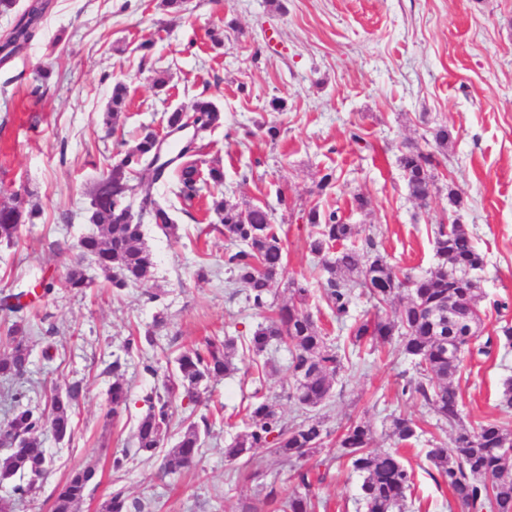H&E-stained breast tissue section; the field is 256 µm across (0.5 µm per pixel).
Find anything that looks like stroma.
<instances>
[{"label": "stroma", "mask_w": 512, "mask_h": 512, "mask_svg": "<svg viewBox=\"0 0 512 512\" xmlns=\"http://www.w3.org/2000/svg\"><path fill=\"white\" fill-rule=\"evenodd\" d=\"M161 74L167 86L159 90L154 79ZM118 80L128 97L110 134L102 114ZM200 97L224 114L223 126L197 143L201 171L223 170L227 200L242 209L267 206L282 227L286 261L274 285L276 304L287 302L290 280L320 276L306 221L316 205L340 210L390 264L415 276L437 265L438 225H469L485 257L481 334L512 323V0H191L180 14L162 0H49L33 41L0 62V203L39 209L16 242L0 244V297L37 294L25 330L32 355L24 386L33 404L43 403L45 389L76 380L82 393L72 439H47L53 468L16 512H50L55 487L86 467L96 480L80 512H102L116 488L143 503L144 512H239L242 500L257 499L259 486L240 463L225 460L224 448L242 431L253 393L277 402L288 423L300 419L286 398L287 378L272 370L285 363L286 351L255 357L241 349L235 371L197 404H172L174 434L183 420L224 415L204 436L193 468L164 477L159 459L137 457L122 471L112 469L113 453L133 443L145 396L161 385L132 358L129 408L119 420L107 418L110 379L103 369L123 354L128 338L154 328L158 345L146 354L161 361L206 336L249 335L263 320L228 281L229 244L202 197L189 210L175 209L176 236L146 226L149 280L116 293L92 268L90 288L63 283L71 259L65 246L88 225L87 193L106 157L133 141L140 126L165 127L167 112L191 111ZM275 99L282 103L277 111ZM270 125L278 127L276 137L267 134ZM439 125L448 126L453 143L436 171L438 191L423 207L408 193L399 158L411 143L436 151L431 130ZM355 128L364 142L351 139ZM328 173L333 180L325 187ZM452 190L460 208L448 206ZM357 193L368 198L365 209L352 207ZM45 281L55 288L42 298ZM496 300L508 301L503 314L493 310ZM306 309L346 353L333 395L320 408L327 429L336 435L348 421H368L372 447L386 450L396 445L387 416L406 415L421 434L402 451L416 475L402 512H461L425 457L432 441L452 445L455 433L439 428L429 405L402 395L415 370L399 343L354 347L348 325L337 322L319 293ZM510 379L512 348L464 360L455 382L466 426L512 420V409L500 403ZM335 453L329 444L303 461L325 472L314 488L317 512H363L362 479Z\"/></svg>", "instance_id": "35a3bbf8"}]
</instances>
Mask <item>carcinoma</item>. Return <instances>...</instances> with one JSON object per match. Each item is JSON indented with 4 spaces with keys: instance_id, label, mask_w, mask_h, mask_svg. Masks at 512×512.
Masks as SVG:
<instances>
[{
    "instance_id": "cac0c4a2",
    "label": "carcinoma",
    "mask_w": 512,
    "mask_h": 512,
    "mask_svg": "<svg viewBox=\"0 0 512 512\" xmlns=\"http://www.w3.org/2000/svg\"><path fill=\"white\" fill-rule=\"evenodd\" d=\"M46 8L43 0H34L18 16L12 32L0 42L1 61L14 56L34 38ZM126 100L127 86L118 81L104 113L107 130H112ZM192 110L200 115L202 139L222 123L221 111L208 99L196 101ZM432 135L438 153L426 152L412 143L399 158L409 195L422 206L428 205L438 191L434 170L445 163L452 142L446 126L432 129ZM155 137V130L144 127L133 146L118 153L116 159L106 158V173L90 191L91 228L78 239L77 260L66 275L65 286L77 291L90 286L83 267L86 260L106 274L117 292L149 278L154 262L144 243V225L154 224L167 235L176 234L178 228L171 213L175 205H162L152 198V187L159 182L165 184L168 192L184 204L198 197L201 184L208 181L215 188L209 193L208 211L223 224L224 237L233 245L224 255L230 281L242 289L248 306L265 308L272 284L283 267V242L272 224L271 213L261 205L243 210L225 199L217 191L224 183L223 171L212 167L204 178L198 161L181 150L168 162L154 165ZM144 173L151 174L150 182L143 181ZM33 217L32 210L0 205V243H12L21 226L32 223ZM306 221L315 229L308 246L319 259L324 279L322 296L336 318L350 316L357 288L366 291L378 311L394 298H401L391 318L367 312L355 320L350 327L352 345L365 341L385 344L399 338L402 352L416 368V377L403 385L402 394L425 402L439 422L456 430L453 447L436 443L426 452L454 499L466 512H483L486 508L491 512H512V467L507 454V449H512V424L489 419L469 429L463 424L461 396L454 384L464 354L487 356L498 346H512L511 324L501 326L496 336H489L478 345L470 336L448 335V309L458 310L469 304L473 311L481 312L482 290L470 287V282L474 273L483 269L485 257L475 247L468 225L456 219L438 225L434 237L437 265L424 275L413 276L389 265L372 238H365L361 249L351 245L359 230L354 224L344 223L337 211L315 206L308 210ZM288 288L291 300L258 323L244 343L255 355L266 353L274 345H286L288 400L304 418L290 425L268 399L250 403L244 430L224 448V457L230 461L253 464L260 448L286 462L296 461L322 449L330 435L318 408L332 396L343 358L338 349L327 344L313 316L303 309L310 295L308 280H292ZM21 297L20 292L0 299V310L7 313L4 322L8 324L9 345L0 350V379L6 383L24 379L31 364V349L23 336L27 319L22 314ZM237 341L238 337L228 334L208 336L202 345L181 352L174 365L163 371L154 363L143 365V371L153 376L163 373V391L146 396L149 407L138 421L133 447L113 453V470L123 469L129 458L137 455H162L160 468L166 474L179 473L193 464L202 445L201 434L209 433L211 423L206 416L201 417L200 425L189 423L175 444L167 447L172 400L180 397L193 403L199 399L201 387L234 371ZM450 343L456 344L452 355L448 353ZM146 345H157L150 329L142 336L129 338L126 357L113 358L103 369L112 377L107 396L108 415L114 418L127 410L129 403L127 356ZM81 391L79 381L64 391L52 388L43 412L23 403L26 391L10 389L11 417L6 426L0 427V446L8 447L7 454L0 456V479H24L13 488L17 498L35 495L49 473L52 458L44 447V434L51 432L57 441L72 438L73 414ZM388 421L389 434L397 443H409L416 437L417 426L411 419L391 414ZM371 436L368 422H349L337 437L336 460L345 461L362 477L361 502L366 512H393L411 492L414 474L404 464L399 449H372ZM95 476L93 469L74 472L55 490L52 512H77ZM316 480L320 482L323 477L302 464L296 465L288 476L295 487L293 494L282 496L280 487L270 482L263 487L261 503L246 501L241 512H256L260 504L273 508V512H314L312 490ZM142 509L121 488L113 490L105 504V512Z\"/></svg>"
}]
</instances>
